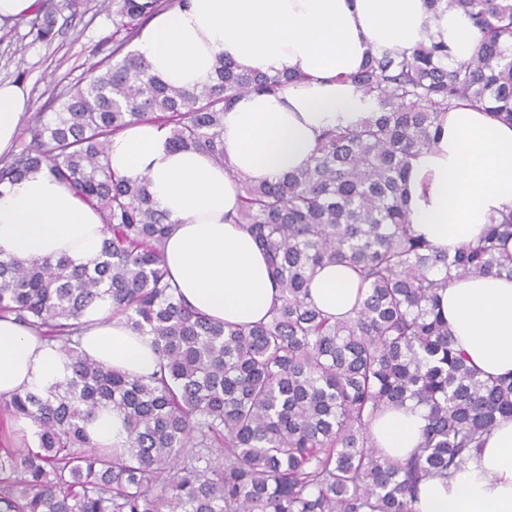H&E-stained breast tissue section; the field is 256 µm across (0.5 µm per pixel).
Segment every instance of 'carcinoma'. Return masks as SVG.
<instances>
[{
  "label": "carcinoma",
  "mask_w": 512,
  "mask_h": 512,
  "mask_svg": "<svg viewBox=\"0 0 512 512\" xmlns=\"http://www.w3.org/2000/svg\"><path fill=\"white\" fill-rule=\"evenodd\" d=\"M461 10L479 33L475 56L452 59L431 40L399 56L370 55L352 82L372 100L356 124L326 130L311 163L274 182L241 185L233 221L268 257L279 304L266 321H214L181 298L164 264L172 230L147 180L106 161L112 136L139 122L169 130L224 165V111L298 79L220 57L213 80L165 84L128 49L163 0H112V52L58 109L29 117L0 155V184L46 172L96 208L106 230L93 267L64 257L0 256V318L60 342L70 372L44 392L0 401L30 423L38 449L0 446V512H413L421 481L465 466L499 419L512 417V374L487 376L453 347L437 291L460 277L512 276V211L450 256L415 236L402 195L410 159L434 141L441 113L465 102L512 124V0H426ZM31 27L55 37L37 0ZM353 268L364 293L334 319L310 299L317 267ZM109 300L159 354L129 376L79 354L84 311ZM425 409L416 453L376 450L370 424L388 405ZM124 415L127 446L101 448L87 424Z\"/></svg>",
  "instance_id": "obj_1"
}]
</instances>
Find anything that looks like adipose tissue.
Segmentation results:
<instances>
[{
	"instance_id": "obj_1",
	"label": "adipose tissue",
	"mask_w": 512,
	"mask_h": 512,
	"mask_svg": "<svg viewBox=\"0 0 512 512\" xmlns=\"http://www.w3.org/2000/svg\"><path fill=\"white\" fill-rule=\"evenodd\" d=\"M437 40L454 60L472 57L478 34L460 11L432 12L425 0H189L142 30L137 50L168 84L209 83L226 57L299 82L277 94L242 96L224 113V166L193 148L168 146V132L144 122L113 136L112 169L126 180L148 179L157 207L175 229L164 261L183 299L216 321L252 325L266 319L278 295L266 255L228 215L239 207L238 183L272 182L306 167L326 129L368 116L371 102L351 77L374 51L399 54ZM28 109L22 87L0 84V154L8 152ZM435 142L412 159L405 206L416 235L455 253L487 224L512 211V125L469 106L440 118ZM105 237L101 217L64 183L44 172L0 185V255L21 261L69 259L93 266ZM349 267L318 268L314 304L348 318L361 295ZM448 331L471 366L485 375L512 372V277L455 279L438 293ZM108 301L89 306L77 351L112 369L147 376L158 363L148 337ZM59 343L0 319V398L41 391L66 373ZM425 411L408 402L373 420L375 448L393 459L412 456ZM414 512H512V418L500 420L477 457L453 475L421 484Z\"/></svg>"
}]
</instances>
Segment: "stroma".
I'll list each match as a JSON object with an SVG mask.
<instances>
[{
	"instance_id": "1",
	"label": "stroma",
	"mask_w": 512,
	"mask_h": 512,
	"mask_svg": "<svg viewBox=\"0 0 512 512\" xmlns=\"http://www.w3.org/2000/svg\"><path fill=\"white\" fill-rule=\"evenodd\" d=\"M101 2L82 0L71 9L66 0H51L58 33L49 43L36 38L29 20L0 25V83L23 86L33 112L50 111L56 94L85 81L112 49V14Z\"/></svg>"
}]
</instances>
